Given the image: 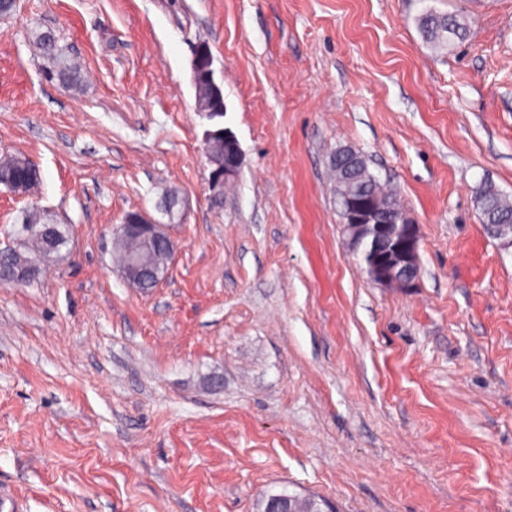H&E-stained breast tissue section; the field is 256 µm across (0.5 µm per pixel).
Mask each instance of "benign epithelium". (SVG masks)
Here are the masks:
<instances>
[{"label": "benign epithelium", "mask_w": 512, "mask_h": 512, "mask_svg": "<svg viewBox=\"0 0 512 512\" xmlns=\"http://www.w3.org/2000/svg\"><path fill=\"white\" fill-rule=\"evenodd\" d=\"M196 111L205 115L212 122L210 129L204 133L203 143L209 145L216 139L234 147V152L228 161L217 166L212 171L213 184L221 186L224 180L236 176L240 167L239 143L231 132L219 122L224 117L225 110L210 109L202 105L196 106ZM349 233L348 241L352 247L365 243V249L370 256L368 272L373 282L381 286L410 289L416 286L420 273L419 265V236L417 225L410 219L396 224H378L373 216L365 210L353 209L349 214V224L345 225ZM27 235L38 237L44 241L40 254L25 263L8 266L1 259L9 258L16 248L7 246L0 248V282L13 285H27L34 281L41 271V264L51 257L57 248L53 235L54 225L42 224L38 229L33 226L25 227ZM116 235L124 237H144L154 240L162 246L167 258H172L176 245L164 231L163 225L150 216L137 212L131 217L123 218L122 224L116 228ZM150 275L153 286H158L160 279L155 271H147L146 264L138 258L129 259L122 266L124 279L133 287L142 289L145 286V275Z\"/></svg>", "instance_id": "benign-epithelium-1"}]
</instances>
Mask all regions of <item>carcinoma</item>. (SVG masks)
<instances>
[{
  "instance_id": "cac0c4a2",
  "label": "carcinoma",
  "mask_w": 512,
  "mask_h": 512,
  "mask_svg": "<svg viewBox=\"0 0 512 512\" xmlns=\"http://www.w3.org/2000/svg\"><path fill=\"white\" fill-rule=\"evenodd\" d=\"M418 26L423 38L436 49H449L453 42L451 37L462 38L466 33L465 26L457 17L428 10L418 19ZM39 43L56 60L55 74L62 84L73 87L81 82L82 76L78 66L70 63L58 52L55 37L50 32L40 34ZM196 99L200 103L221 108L224 97H216L206 81L195 85ZM342 150H337L331 159V172L335 181L336 199L342 200L349 195L374 209L377 219L382 223H390L405 213V208L397 193L384 186L370 172L367 162H362L353 174H348L339 163ZM41 181L39 168L25 157H0V186H11L17 193H28ZM474 203L480 213L486 232L497 237V229L501 224L512 225V200L503 196L495 186L487 180L480 182L473 191ZM119 260L124 262L133 255H147L143 241L137 237L124 239L117 244Z\"/></svg>"
}]
</instances>
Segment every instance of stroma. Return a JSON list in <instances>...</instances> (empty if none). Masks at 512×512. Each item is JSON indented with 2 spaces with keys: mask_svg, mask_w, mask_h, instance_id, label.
<instances>
[{
  "mask_svg": "<svg viewBox=\"0 0 512 512\" xmlns=\"http://www.w3.org/2000/svg\"><path fill=\"white\" fill-rule=\"evenodd\" d=\"M429 9L467 34L426 47ZM52 32L84 79H51ZM208 47L236 136L216 192L192 63ZM399 191L420 276L371 282L328 161L341 146ZM0 247L28 211L67 243L0 285V485L26 512H512V246L472 190L512 197V0H17L0 19ZM182 221L142 291L114 230ZM41 181V172L26 157H0V186H11L17 193H28Z\"/></svg>",
  "mask_w": 512,
  "mask_h": 512,
  "instance_id": "35a3bbf8",
  "label": "stroma"
}]
</instances>
